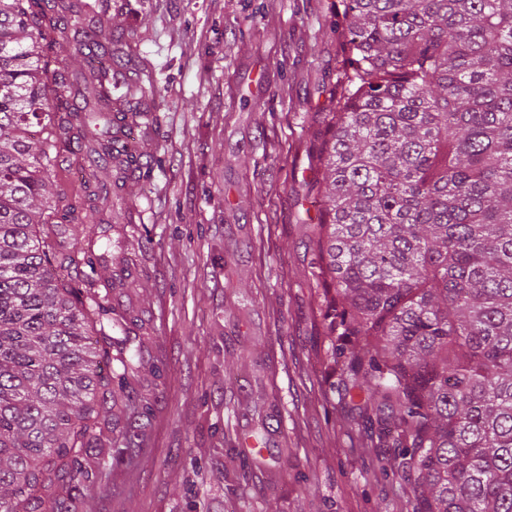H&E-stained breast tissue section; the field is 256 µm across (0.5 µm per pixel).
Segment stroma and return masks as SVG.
<instances>
[{
    "instance_id": "stroma-1",
    "label": "stroma",
    "mask_w": 512,
    "mask_h": 512,
    "mask_svg": "<svg viewBox=\"0 0 512 512\" xmlns=\"http://www.w3.org/2000/svg\"><path fill=\"white\" fill-rule=\"evenodd\" d=\"M338 3L111 0L97 40L156 87L127 136L157 163L122 182L115 227L136 274L112 293L142 321L131 386L152 411L142 450L68 512H411L412 478L335 389L308 276Z\"/></svg>"
}]
</instances>
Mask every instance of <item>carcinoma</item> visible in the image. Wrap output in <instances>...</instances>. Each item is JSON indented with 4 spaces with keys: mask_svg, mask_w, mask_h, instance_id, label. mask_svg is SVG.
Instances as JSON below:
<instances>
[{
    "mask_svg": "<svg viewBox=\"0 0 512 512\" xmlns=\"http://www.w3.org/2000/svg\"><path fill=\"white\" fill-rule=\"evenodd\" d=\"M339 6L340 93L311 161L332 362L361 432L413 476L412 512H512V0ZM99 9L0 0V512H65L60 492L98 480L89 457L125 460L150 414L127 321L91 291L112 225L78 238L111 185L50 191L63 166L152 169L112 139V88L134 118L155 86L90 48Z\"/></svg>",
    "mask_w": 512,
    "mask_h": 512,
    "instance_id": "1",
    "label": "carcinoma"
}]
</instances>
